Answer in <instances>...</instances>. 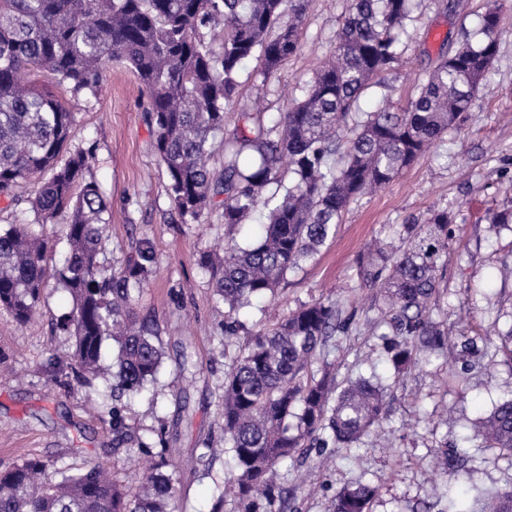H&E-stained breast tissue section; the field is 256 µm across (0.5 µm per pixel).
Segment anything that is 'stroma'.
I'll use <instances>...</instances> for the list:
<instances>
[{
    "label": "stroma",
    "instance_id": "1",
    "mask_svg": "<svg viewBox=\"0 0 512 512\" xmlns=\"http://www.w3.org/2000/svg\"><path fill=\"white\" fill-rule=\"evenodd\" d=\"M457 3L449 12L438 0H421L403 38L401 64L359 106L364 112L385 101L405 107L425 74L458 48L462 29H476L492 4L499 9V52L466 122L384 190L353 203L314 259L290 272L275 294L241 311L244 327L234 336L224 334V308L201 266L227 237L223 212L212 210L202 224L179 221L153 150L147 96L135 75L124 65H109L98 97L70 101L75 118L68 146L93 148L90 174L109 206L101 264L120 269L143 237L158 256L138 311L158 325L160 395L132 403L126 423L132 437L148 443L165 429L166 456L178 476L176 504L186 512H214L215 486L230 478L220 387L225 369L263 324V310L285 315L328 299L355 314L358 325L327 341L312 372L330 370L340 386L378 374L390 385L388 414L360 444L312 452L283 468L288 497L280 512H332L336 492L359 481L376 490L370 512H443L452 475L467 490L494 493L512 486V456L473 443L447 470L436 466L439 448L460 444L478 418L512 394V359L503 339L512 330V231L494 232L483 219L487 209L512 205V0ZM346 6V0H309L299 53L269 75L258 60L247 61L239 76L241 100L262 99L269 121L301 99L316 67L336 47ZM434 206L457 217L434 308L448 329V348L398 377L383 338L367 324L375 312L371 290L361 285L358 256L372 240ZM70 308L68 294L50 281L28 325L18 326L0 309V468L32 457L74 472L93 462L118 484L136 486L135 467L145 455H131L107 412L90 406L84 389L65 385L64 374L51 365L71 348L70 336L54 329Z\"/></svg>",
    "mask_w": 512,
    "mask_h": 512
}]
</instances>
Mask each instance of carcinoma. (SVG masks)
Segmentation results:
<instances>
[{"label":"carcinoma","instance_id":"1","mask_svg":"<svg viewBox=\"0 0 512 512\" xmlns=\"http://www.w3.org/2000/svg\"><path fill=\"white\" fill-rule=\"evenodd\" d=\"M308 0H0V197L19 202L17 187L41 177L30 201L32 218L0 226V307L16 323L38 312L48 278L73 307L58 328L72 336L67 367L86 384L98 378L104 342L112 359L115 394L137 397L160 373L162 352L154 327L137 312L139 295L157 264L144 238L125 266L98 261L109 207L101 185L86 178L93 155L78 148L61 156L74 113L69 98H95L111 63L128 67L150 100L154 151L167 173V194L186 224H202L214 207L233 228L260 212L264 231L255 243L230 238L224 257L203 264L224 305V333L237 335L236 314L274 291L335 237L350 205L389 185L444 140L470 112L499 49L500 17L491 8L476 33H464L455 53L428 71L416 96L397 111L384 103L358 111L364 92L400 61L402 36L417 0H350L333 58L314 74L304 98L268 124L238 106V75L259 59L264 73L279 70L301 50ZM219 29L221 52L206 42ZM50 76L60 95L40 91L31 76ZM224 168L210 167L217 136ZM65 220L66 253L49 273L45 224ZM486 223L512 224V208L490 210ZM456 217L431 208L400 225L401 246L378 242L358 259L361 287L373 295L394 372L428 361L447 345L448 330L433 318L441 259ZM352 331L351 319L328 301L297 308L262 326L224 372L220 395L224 452L234 475L220 490L238 512H274L286 488L278 466L297 448H350L384 416L387 386L360 377L344 388L309 367L327 339ZM483 448L512 456V397L500 399L474 434ZM46 462L28 458L0 470V512H172L178 479L163 451L133 494L113 484L98 465L48 479ZM375 489L357 483L336 493L334 512H369ZM448 512H512V488L469 503L448 479Z\"/></svg>","mask_w":512,"mask_h":512}]
</instances>
